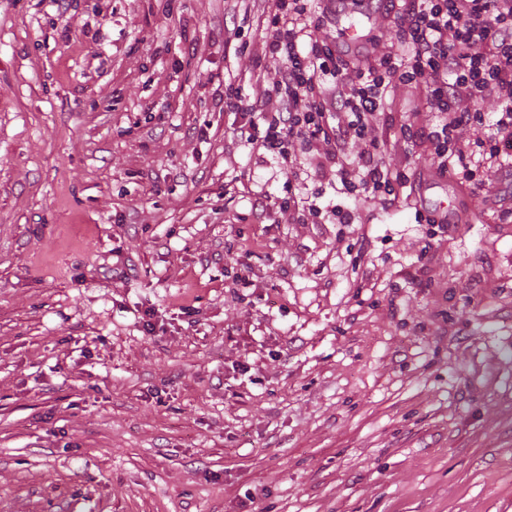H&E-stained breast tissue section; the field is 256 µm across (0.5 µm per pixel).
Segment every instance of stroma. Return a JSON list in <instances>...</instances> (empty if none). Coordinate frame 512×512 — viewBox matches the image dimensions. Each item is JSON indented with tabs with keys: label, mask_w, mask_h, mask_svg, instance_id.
<instances>
[{
	"label": "stroma",
	"mask_w": 512,
	"mask_h": 512,
	"mask_svg": "<svg viewBox=\"0 0 512 512\" xmlns=\"http://www.w3.org/2000/svg\"><path fill=\"white\" fill-rule=\"evenodd\" d=\"M65 7L0 0V512H512V168L436 234L418 150L415 198L335 223V170L217 105L278 78L256 15L235 52L224 0ZM371 12L343 59L394 40ZM290 211L291 209L297 210V218L299 221L305 222L306 217V209L304 205H302V208L299 209V206H295V201L292 199V197L288 196V202H283L278 208L277 211L274 210L270 205L266 202L265 198L261 195L256 196L253 202V208L254 211L259 215L263 216V218L267 220H271L272 223H278V213H282L285 209Z\"/></svg>",
	"instance_id": "35a3bbf8"
}]
</instances>
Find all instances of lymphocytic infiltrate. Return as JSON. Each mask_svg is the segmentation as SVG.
Segmentation results:
<instances>
[{"mask_svg": "<svg viewBox=\"0 0 512 512\" xmlns=\"http://www.w3.org/2000/svg\"><path fill=\"white\" fill-rule=\"evenodd\" d=\"M306 2L234 0L261 19L265 53L279 65L278 80L255 97L225 92V110L244 118L238 141L288 175L297 167L290 151L296 142L308 157L307 176L335 168L341 193L353 202L335 210L346 225L363 223L366 201L396 205V189L408 179L400 164L406 144L430 151L437 176L474 194L489 192L491 180L477 177L466 160L479 156L490 171L512 154V0H388L395 40L362 66L313 38ZM394 80L422 92L435 124H418L406 112L398 139L390 138L385 92ZM488 97L498 109L487 120L480 104ZM272 99L277 111H264ZM474 126L482 127L481 138H459V130Z\"/></svg>", "mask_w": 512, "mask_h": 512, "instance_id": "obj_1", "label": "lymphocytic infiltrate"}]
</instances>
